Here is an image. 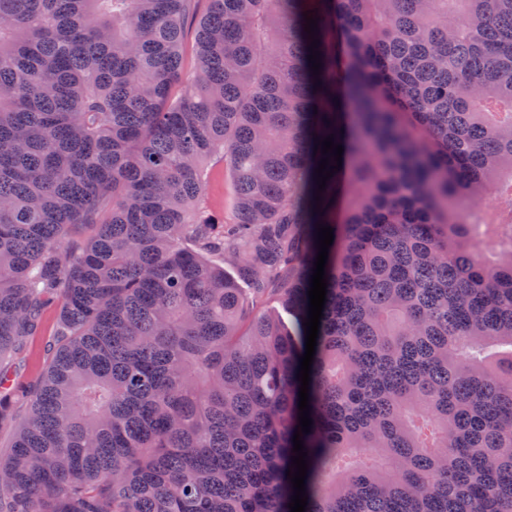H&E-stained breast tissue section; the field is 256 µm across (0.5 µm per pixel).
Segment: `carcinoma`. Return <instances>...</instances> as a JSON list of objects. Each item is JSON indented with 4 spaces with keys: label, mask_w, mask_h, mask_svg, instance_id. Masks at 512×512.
<instances>
[{
    "label": "carcinoma",
    "mask_w": 512,
    "mask_h": 512,
    "mask_svg": "<svg viewBox=\"0 0 512 512\" xmlns=\"http://www.w3.org/2000/svg\"><path fill=\"white\" fill-rule=\"evenodd\" d=\"M195 2L0 0V512H291L319 224L306 512H512V0ZM210 211L224 219L231 218V199L233 185L224 162L216 160L211 166L204 189ZM56 320L55 307L46 309L43 315L42 331L30 338L23 351L16 357L17 373L28 383H33L41 374L46 358L47 346L52 339V330Z\"/></svg>",
    "instance_id": "obj_1"
}]
</instances>
